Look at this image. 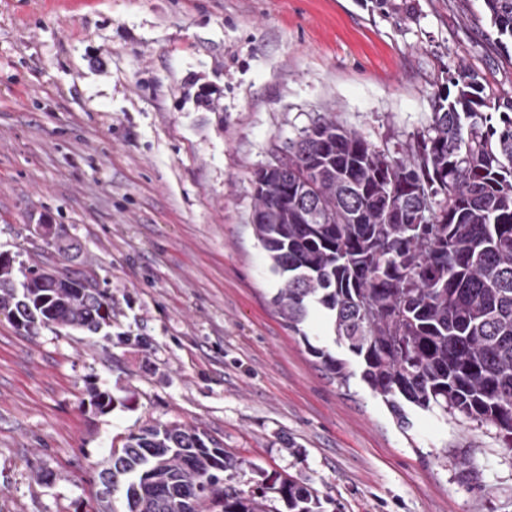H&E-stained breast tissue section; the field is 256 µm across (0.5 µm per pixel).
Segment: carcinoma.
I'll return each mask as SVG.
<instances>
[{
  "mask_svg": "<svg viewBox=\"0 0 512 512\" xmlns=\"http://www.w3.org/2000/svg\"><path fill=\"white\" fill-rule=\"evenodd\" d=\"M495 38L512 44V0H484ZM425 223L417 224V214ZM253 230L277 276L271 303L300 331L312 308L356 359L362 382L400 425L405 406L444 421L493 425L512 451V96L459 65L412 142L380 149L321 117L255 179ZM117 303L93 275L0 254V315L112 339ZM331 378L348 360L308 345ZM89 403L114 405L93 388ZM243 461L199 426L146 425L97 463L94 512H326L311 486L261 475L242 490ZM121 491L122 510L113 493Z\"/></svg>",
  "mask_w": 512,
  "mask_h": 512,
  "instance_id": "carcinoma-1",
  "label": "carcinoma"
}]
</instances>
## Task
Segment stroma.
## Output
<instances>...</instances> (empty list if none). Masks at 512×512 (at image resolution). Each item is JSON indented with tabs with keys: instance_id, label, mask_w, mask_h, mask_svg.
I'll return each mask as SVG.
<instances>
[{
	"instance_id": "35a3bbf8",
	"label": "stroma",
	"mask_w": 512,
	"mask_h": 512,
	"mask_svg": "<svg viewBox=\"0 0 512 512\" xmlns=\"http://www.w3.org/2000/svg\"><path fill=\"white\" fill-rule=\"evenodd\" d=\"M490 34L483 0H0V253L96 274L113 334L148 338L0 316V512H93L96 463L154 422L201 425L242 459L233 484L290 476L327 512H512L494 426L413 411L404 431L326 374L309 345L347 350L320 312L294 331L274 310L251 225L255 172L318 117L383 148L428 125L459 63L512 94Z\"/></svg>"
}]
</instances>
